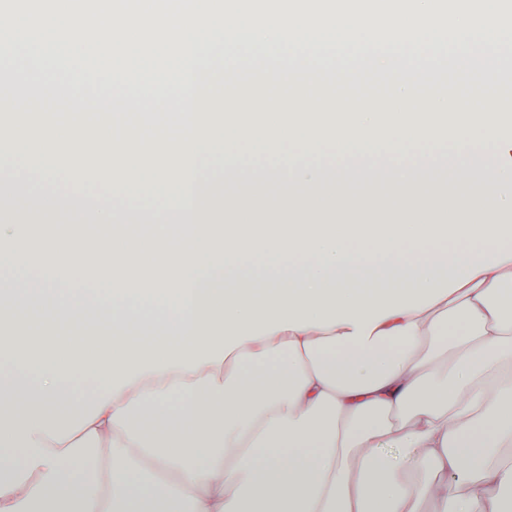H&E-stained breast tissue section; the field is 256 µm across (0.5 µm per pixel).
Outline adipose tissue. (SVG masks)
I'll return each mask as SVG.
<instances>
[{"instance_id":"obj_1","label":"adipose tissue","mask_w":512,"mask_h":512,"mask_svg":"<svg viewBox=\"0 0 512 512\" xmlns=\"http://www.w3.org/2000/svg\"><path fill=\"white\" fill-rule=\"evenodd\" d=\"M472 146L430 181L364 167L378 197L341 171L177 227L0 178V258L51 255L0 301V512H512V140L489 178ZM443 238L464 246L409 263ZM75 270L111 323L68 305ZM144 295L167 327L120 309Z\"/></svg>"}]
</instances>
